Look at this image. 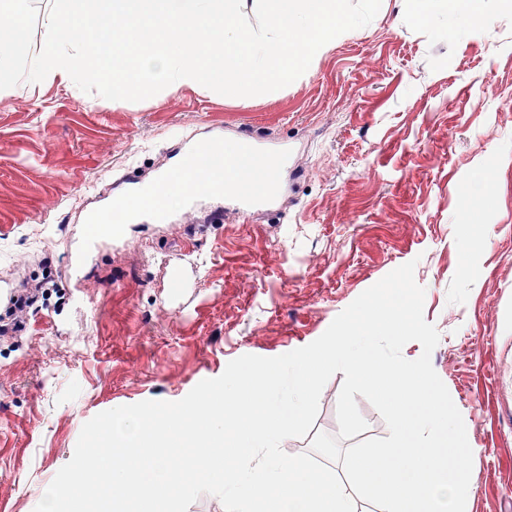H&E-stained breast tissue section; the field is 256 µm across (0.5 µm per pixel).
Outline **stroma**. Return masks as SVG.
Returning a JSON list of instances; mask_svg holds the SVG:
<instances>
[{
    "label": "stroma",
    "mask_w": 512,
    "mask_h": 512,
    "mask_svg": "<svg viewBox=\"0 0 512 512\" xmlns=\"http://www.w3.org/2000/svg\"><path fill=\"white\" fill-rule=\"evenodd\" d=\"M381 0L288 90L245 106L186 89L105 109L77 90L0 103V286L51 271L59 290L0 340V504L34 512L96 414L177 401L229 361L320 337L364 290L407 262L440 341L432 365L473 451L466 512H512V430L498 424L497 362L512 361V0H477L487 24L454 25ZM258 139L285 157L284 218L132 225L89 248L84 212L129 169L152 176L173 146ZM494 177L471 200L474 173ZM65 223L61 236L52 224ZM87 254L85 285L66 264ZM196 263L199 311L171 310L147 254Z\"/></svg>",
    "instance_id": "35a3bbf8"
}]
</instances>
